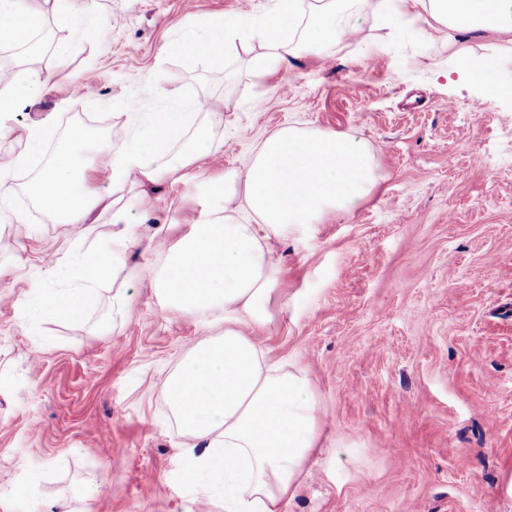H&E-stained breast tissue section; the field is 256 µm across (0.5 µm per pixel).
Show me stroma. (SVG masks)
<instances>
[{"label":"stroma","mask_w":512,"mask_h":512,"mask_svg":"<svg viewBox=\"0 0 512 512\" xmlns=\"http://www.w3.org/2000/svg\"><path fill=\"white\" fill-rule=\"evenodd\" d=\"M351 5L356 39L260 76L256 39L221 63L165 48L189 23L259 17L272 0H74L102 18L88 39L45 14L52 82L29 109L0 115V168L15 186L0 208V512H34L13 493L30 479L54 499L90 471L100 479L90 512H224L184 481L183 438L160 390L210 335L207 321L167 313L144 285L130 289L123 327L96 331L108 283L84 320L20 319L35 291L65 285L48 277L46 258L73 262L111 244L113 230L104 218L55 223L30 185L72 127L101 141L127 123L129 100L160 109L147 83L157 70L175 95L209 97L224 148L122 191L151 240L150 251L130 248L131 263H159L215 216L223 203L209 182L245 170L281 127L355 135L381 175L353 213L268 242L283 274L270 321L248 333L271 360L308 371L322 431L284 512H512V100L457 67L461 56L484 57L511 82L512 33L448 29L414 0L390 33L364 0ZM44 119L56 140L14 166L27 129Z\"/></svg>","instance_id":"obj_1"}]
</instances>
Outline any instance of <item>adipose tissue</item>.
<instances>
[{"mask_svg": "<svg viewBox=\"0 0 512 512\" xmlns=\"http://www.w3.org/2000/svg\"><path fill=\"white\" fill-rule=\"evenodd\" d=\"M343 0H315L302 21L298 0H275L257 21L227 15L207 21L167 45L170 53L220 61L238 56L242 33L252 31L265 52L255 63L263 74L290 58L316 54L334 39L353 37L357 17ZM428 13L455 29L512 31V0H427ZM42 21L34 0H0V43L29 44ZM37 59L0 75V112H18L49 84ZM164 99L157 112L127 104L132 126L102 142L111 156L109 186L120 189L175 176L202 155L220 151L216 114L206 98L187 100L168 90L161 72L148 78ZM92 140L73 128L65 145L31 186L37 203L59 224L84 223L101 196L91 182ZM381 179L367 144L348 133L285 127L254 151L244 174L225 173L209 190L225 202L244 197L256 218L240 223L233 209L193 225L168 250L159 267L129 263L141 245L126 206L111 202L112 244L90 250L66 268L68 288L41 289L25 304L44 319H83L105 279H112L116 323L128 313L127 288L149 284L167 311L183 318L223 313L224 327L200 340L161 384L171 417L184 437V480L224 512H283L301 489L305 465L320 442V419L311 379L301 366L270 363L245 328L268 318V302L282 274L265 241L286 237L332 212L356 210Z\"/></svg>", "mask_w": 512, "mask_h": 512, "instance_id": "ef3b65f1", "label": "adipose tissue"}]
</instances>
